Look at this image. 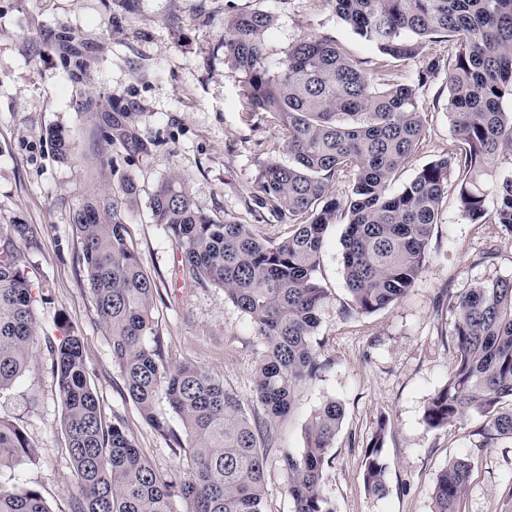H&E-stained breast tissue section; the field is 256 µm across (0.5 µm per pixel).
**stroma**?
<instances>
[{
  "label": "stroma",
  "instance_id": "35a3bbf8",
  "mask_svg": "<svg viewBox=\"0 0 512 512\" xmlns=\"http://www.w3.org/2000/svg\"><path fill=\"white\" fill-rule=\"evenodd\" d=\"M254 11L274 18L265 34L269 65L301 38L327 37L368 73L399 82L417 77L420 60L383 55L326 0H136L130 12L114 0H0V225L37 230L18 247L33 285L38 340L26 371L0 392V420L24 432L33 456L0 470V488L24 482L50 512H70L77 490L49 348L68 325L83 339L88 378L106 419H120L163 480L180 485L193 473L190 449L172 447L129 398L80 261L73 213L88 195L110 192L113 172L129 174L139 189L126 213L128 241L157 288L152 333L161 339L164 363L200 365L245 405L253 403L261 337L223 289L180 279L181 255L166 227L153 223L148 203L157 183L174 175L204 213L252 225L271 240L287 237L289 225L259 205L255 182L267 162L287 161L281 132L252 113L246 79L232 73L224 54L228 20ZM418 104L424 138L399 174L402 183L456 144L444 75L420 87ZM120 112L138 119L125 143L105 149L106 120ZM52 128L69 132L71 160L58 158L48 138ZM104 149L112 168L97 163ZM344 231V224H333L324 234L318 278L327 298L315 336L323 368L301 385L292 412L260 433L266 512H292L280 459L302 450L305 423L330 398L345 411L321 482L335 512H432L436 476L458 457L472 465L459 512H499L501 493L512 483V439L484 434L476 414L439 430L428 429L423 415L450 371L449 292L512 277V239L497 238L492 225L468 223L448 195L414 288L393 307L349 316ZM493 244L497 257L481 262ZM380 428L388 492L374 497L363 484V458Z\"/></svg>",
  "mask_w": 512,
  "mask_h": 512
}]
</instances>
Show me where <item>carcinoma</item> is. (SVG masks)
Listing matches in <instances>:
<instances>
[{"instance_id":"1","label":"carcinoma","mask_w":512,"mask_h":512,"mask_svg":"<svg viewBox=\"0 0 512 512\" xmlns=\"http://www.w3.org/2000/svg\"><path fill=\"white\" fill-rule=\"evenodd\" d=\"M336 16L380 53L398 61L422 55L424 44L451 42L447 64L448 117L458 144L425 164L393 193L391 184L419 145L424 126L413 82L377 83L363 62L328 38H304L275 67L266 62L267 13H239L228 22L224 52L234 73L246 76L252 108L282 130L288 163L271 162L256 178L261 204L288 222V237L274 241L250 224L216 221L195 204L178 177L160 181L149 201L153 222L169 230L182 255L183 277L224 289L247 314L266 344L255 370L253 399L264 420L290 412L303 382L320 369L314 348L326 299L317 272L323 235L346 219L343 272L356 314L399 303L414 287L448 183L472 224H494L512 235V0H326ZM135 113L112 119L110 143L123 142ZM49 137L66 160L72 143L60 130ZM112 192L85 200L73 215L82 264L97 313L123 372L128 396L144 419L164 431L165 402L192 449L195 475L177 487L164 481L126 436L119 419L105 420L87 378L81 336L72 327L53 349L52 372L62 402V427L78 476L70 512H173V498L192 512H266L261 420L251 416L224 379L192 363L163 364L158 338H150L156 285L127 242L125 212L137 187L118 175ZM346 179V199L330 192ZM497 198L490 211L489 195ZM33 234L25 224L0 225V391L27 369L36 344L32 285L20 265L17 240ZM454 312L453 361L445 384L428 402L424 421L434 430L471 414L490 435L512 439V278L477 282L448 293ZM344 407L325 400L304 428L301 453L286 452L292 512H334L321 492L328 452ZM384 426L364 455L363 481L376 497L387 493L382 453ZM31 448L15 425L0 421V470L21 464ZM471 464L456 458L437 475L433 512H458ZM0 512H50L40 493L22 484L0 490Z\"/></svg>"}]
</instances>
